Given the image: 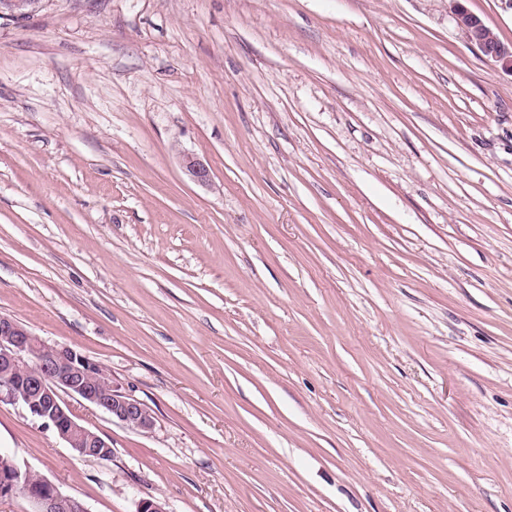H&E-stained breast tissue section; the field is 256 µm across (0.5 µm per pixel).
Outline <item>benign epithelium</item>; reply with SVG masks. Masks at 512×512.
<instances>
[{
  "instance_id": "7a95c632",
  "label": "benign epithelium",
  "mask_w": 512,
  "mask_h": 512,
  "mask_svg": "<svg viewBox=\"0 0 512 512\" xmlns=\"http://www.w3.org/2000/svg\"><path fill=\"white\" fill-rule=\"evenodd\" d=\"M457 27L488 59L512 72V42L502 41L461 0H453ZM187 175L206 183L209 169L193 156L184 158ZM84 401L127 427L150 433L155 420L145 406L119 391L96 361L68 345L49 344L23 323L0 315V402L18 404L52 427L81 457L107 459L111 445L80 424L63 395ZM22 495L32 512H89L79 499L63 493L40 475L23 469L14 455L0 451V500Z\"/></svg>"
}]
</instances>
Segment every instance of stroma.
Here are the masks:
<instances>
[{"label":"stroma","mask_w":512,"mask_h":512,"mask_svg":"<svg viewBox=\"0 0 512 512\" xmlns=\"http://www.w3.org/2000/svg\"><path fill=\"white\" fill-rule=\"evenodd\" d=\"M453 7L0 15V315L155 419L0 448L89 512H512V74Z\"/></svg>","instance_id":"obj_1"}]
</instances>
